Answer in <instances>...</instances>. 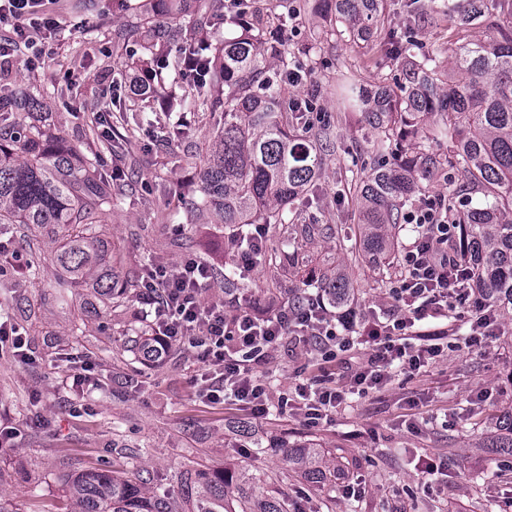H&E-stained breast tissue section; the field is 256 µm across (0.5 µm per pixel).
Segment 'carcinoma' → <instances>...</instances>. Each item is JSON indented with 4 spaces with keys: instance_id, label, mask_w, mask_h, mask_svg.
I'll use <instances>...</instances> for the list:
<instances>
[{
    "instance_id": "cac0c4a2",
    "label": "carcinoma",
    "mask_w": 512,
    "mask_h": 512,
    "mask_svg": "<svg viewBox=\"0 0 512 512\" xmlns=\"http://www.w3.org/2000/svg\"><path fill=\"white\" fill-rule=\"evenodd\" d=\"M169 20L190 13L201 0H156ZM273 0H232L231 12L249 23V32L222 39L210 28L221 16L203 14L176 54H157L163 70L178 69L187 55L199 60L185 111L209 120L210 137L198 153L200 195L192 208L207 215L241 247L252 225L279 228L278 244L255 252V265L280 266L316 240H336V269L317 279L316 293L350 304L365 283H392L400 271L402 237L418 232L406 223L407 203L426 192L447 171L463 178L465 199L448 190L451 217L468 286L496 312L512 311V0H448V59L443 72L434 54H418L408 38L387 49L401 77L400 93L388 85L367 90L355 77L340 86L345 108L358 114L372 135L378 159L368 170L345 179L356 203L357 224L295 223L297 210L319 188L321 151L333 145L330 123L311 120L290 97L284 76L290 63L280 47L297 8L278 13ZM340 27L333 32L351 46L391 43L387 0H333ZM143 48L173 36V28L148 11L142 17ZM492 34L467 40L472 29ZM51 109L43 96L17 88L0 96V225L62 224L64 235L49 256L36 255L31 267L62 269L75 284L91 283L117 304L138 296L142 277L105 268L103 226L112 223V190L99 179L92 159L66 135L29 116ZM179 141L189 124L162 125ZM124 351L141 361L151 354L147 327L126 332ZM489 445L512 456V406L494 422ZM328 450L290 448L284 461L322 490L336 481ZM191 512H288L278 489L257 494L268 476L256 472L187 473ZM148 478L134 483L107 468L85 470L66 479L74 512H178L168 492H149Z\"/></svg>"
}]
</instances>
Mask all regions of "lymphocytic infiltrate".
<instances>
[{
	"instance_id": "obj_1",
	"label": "lymphocytic infiltrate",
	"mask_w": 512,
	"mask_h": 512,
	"mask_svg": "<svg viewBox=\"0 0 512 512\" xmlns=\"http://www.w3.org/2000/svg\"><path fill=\"white\" fill-rule=\"evenodd\" d=\"M52 2L0 0V28L9 30L0 42V58H11L22 48L26 65L35 64L42 53L37 33L61 25ZM408 221L420 232L403 251L404 274L391 289L381 317L352 307L332 311L320 298L264 317L229 313L223 303L204 300L212 283L211 265L187 259L175 266H155L144 276L138 301L157 351L163 354L173 345H189L202 370L200 397L213 404L231 397L261 416L289 404L285 398L272 399L257 374L287 342L314 350L327 364L362 349L363 356L350 373L352 388L362 393L382 388L391 371L411 376L438 357L449 336L448 327L441 324L448 316L470 322L472 333L465 344L480 345L496 318L458 274L461 262L447 196L429 198L409 212ZM296 390L305 400L301 413L312 423L331 418L345 400L343 391L327 386L322 378L311 386L297 385Z\"/></svg>"
}]
</instances>
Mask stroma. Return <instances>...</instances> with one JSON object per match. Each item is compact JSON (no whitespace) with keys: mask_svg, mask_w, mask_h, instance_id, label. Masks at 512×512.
<instances>
[{"mask_svg":"<svg viewBox=\"0 0 512 512\" xmlns=\"http://www.w3.org/2000/svg\"><path fill=\"white\" fill-rule=\"evenodd\" d=\"M58 0L60 30L47 40L34 68L23 61L0 65V86L20 81L42 88L68 76V105L54 107L51 122L69 135L85 155L101 154L103 181L121 170L125 192L112 210L104 236L112 243V264L119 273H146L152 263L173 264L193 257L209 263L216 278L207 300L223 302L227 311L244 308L262 316L288 307L294 281L287 269H243L236 264L233 242L224 227L206 216L188 212L184 202L196 195L198 181L191 153L202 145L209 128L193 125L188 138L161 142L145 125L136 137L113 147L87 124L103 114L115 125L103 103L124 101L144 112L163 106L170 95L183 94L191 80L176 70L162 73L152 96L141 99L114 80L115 62L148 66L150 55L139 48L143 34L136 26L143 0ZM303 8L283 49L306 78L292 92L316 102L336 133V145L325 157L320 190L303 206L299 223L325 221L349 227L354 202L341 191L340 174L373 160L366 133L348 116L337 94L342 75L356 73L361 83L396 85L386 50L375 46L355 52L349 43L326 34V14L319 0H302ZM391 27L396 37L414 38L436 50L440 67L448 55L441 45L448 33L439 23L417 15L415 0H390ZM63 227L24 231L11 225L0 242L29 262L32 251H46ZM233 272L243 293L224 289L222 275ZM60 270L41 269L36 279H11L0 288V317L18 326L27 338L29 362L0 350V425L21 432L12 447H0V489L18 512H70L62 472L77 474L90 467L138 466L148 470L147 490L174 493L184 507L183 473L207 468L253 472L274 477L288 501V512H512V471L500 468L496 449L482 447L495 414L512 405V317L481 346L445 350L412 378L396 376L377 393L350 396L328 422H306L290 408L257 418L244 406L202 402L195 382L197 364L191 349L174 347L161 360L143 366L114 354L120 332L141 320L132 301L102 314L107 331L77 320L81 309L97 305L94 288L70 289L69 303H60L54 288ZM101 322V323H102ZM91 364L95 388L72 386L70 364ZM316 355L279 349L260 375L274 396L288 394L296 384L319 374ZM276 438L298 446L317 442L336 453L338 482L323 494L289 470L279 451L256 456L252 443ZM436 463L430 485L416 475L418 457ZM354 494H346V485Z\"/></svg>","mask_w":512,"mask_h":512,"instance_id":"1","label":"stroma"}]
</instances>
